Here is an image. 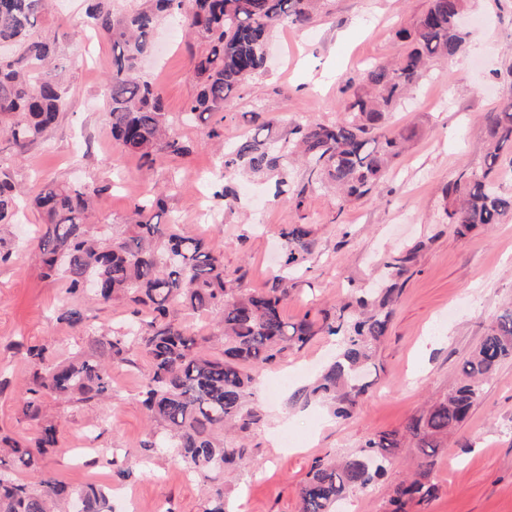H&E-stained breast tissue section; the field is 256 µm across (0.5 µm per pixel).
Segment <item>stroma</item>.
<instances>
[{
    "label": "stroma",
    "mask_w": 512,
    "mask_h": 512,
    "mask_svg": "<svg viewBox=\"0 0 512 512\" xmlns=\"http://www.w3.org/2000/svg\"><path fill=\"white\" fill-rule=\"evenodd\" d=\"M427 0H327L305 29L286 24L272 31L268 67L231 96L224 109V142L248 134L256 107L273 113L275 137H287L297 123L341 118L343 78L372 63L393 61L404 50L395 32L424 11ZM84 0H54L42 26L56 38L57 55L69 85L58 124L12 162L11 173L27 196L45 182L100 187L99 223L122 226L134 204L156 187L166 210L181 228L205 238L238 273L241 288L261 291L282 261L283 225L302 223L314 248L303 270L289 281L282 315L288 322L317 318L342 301L349 288H367L384 273L385 256L397 247L425 241L396 307L370 387L352 417L339 420L318 401L292 402L311 385L337 348L335 337L314 336L291 347L274 363L255 368L253 406L259 419L228 434V445L245 446L243 460L224 480L228 512H299V488L313 462L355 451L366 437L403 429L424 402L446 392L460 377L463 361L479 344L493 314L512 305V216L490 227L457 236L443 221V186L465 169L478 170L485 155V117L512 97V0H472L465 19L464 52L434 64L412 100L392 118L393 129L413 126L416 137L397 159L394 171L366 200L337 213L333 195L309 192L302 210L274 197V181L252 175L251 194L234 211L209 199L201 218L196 189L212 190L224 179L215 147L199 124L178 126L191 152L163 159L144 171L137 156L112 138L102 89L112 68V46L95 32L75 33ZM159 51L142 65L145 78L159 83L167 112L184 111L195 82L184 31L165 21L156 35ZM41 225L25 211L14 226L16 254L0 265V432L30 437L19 419L21 387L29 366L12 342L50 344L60 356L89 349L58 319L67 298L59 283L44 277L34 253ZM143 353L112 368V396L99 404L48 400L47 414L59 424V442L40 469L74 487L111 485L114 512L135 499L140 512H202L207 489L187 477L171 456L142 458L149 424L139 402L148 375ZM90 448H110L112 462L92 465ZM416 454L403 447L394 464L366 492L350 493L347 512H387L395 484L407 475ZM119 469L131 478L117 481ZM438 491L408 512H512V361L497 369L466 420L449 434L434 471Z\"/></svg>",
    "instance_id": "1"
}]
</instances>
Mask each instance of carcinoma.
Here are the masks:
<instances>
[{
	"label": "carcinoma",
	"mask_w": 512,
	"mask_h": 512,
	"mask_svg": "<svg viewBox=\"0 0 512 512\" xmlns=\"http://www.w3.org/2000/svg\"><path fill=\"white\" fill-rule=\"evenodd\" d=\"M469 0H427L426 9L408 28L396 31L407 49L392 64H371L345 81L344 118L293 127L288 139L270 138L273 121L253 112L256 132L224 151V174L235 172L275 177L276 195L288 194L297 211L305 204L307 186L336 190V215L376 192L389 167L415 136L412 128L388 130L391 112L438 59L459 55L466 43L459 26ZM321 0H135L128 8H112V0H88L84 25L112 43V71L103 89L112 138L136 154L147 167L164 157H180L190 149L169 120L160 86L139 77L142 59L154 48L153 35L167 18L186 28V50L195 77V92L185 112L196 122L224 111L230 95L244 89L265 65L272 28L287 23L305 28L313 22ZM48 0H0V226L15 223L19 190L9 163L43 139L66 105L63 66L53 58L54 42L41 34ZM489 143L484 167L463 172L443 188L446 223L463 236L479 226L498 224L512 214V193L498 182L512 176V97L500 111L486 116ZM306 163L307 184L290 192L288 172ZM101 189L55 181L45 183L32 201L43 228L36 238L44 276L60 281L75 299L98 304L121 301L129 309L130 327L89 332L86 316L75 306L61 309L59 320L90 337L88 354L53 360L46 344H15L31 366L22 388L23 419L34 430L30 438L0 434L7 448L0 457V512H58L57 505L78 504V512H112L110 493L89 485L74 488L49 471L28 485L13 477L17 470L36 469L38 457L56 447L57 424L43 412L46 397L88 404L112 393V365L130 361L136 349L149 360L142 405L152 429L142 448L172 454L190 473L214 482L224 465L243 458L245 449L228 448L217 437L226 427L246 430L257 422L247 408L253 376L249 367L271 363L289 347H303L322 332L341 337V349L318 381L297 391L293 399L308 404L329 400L338 419L350 417L369 384L356 376L372 360L386 336L403 286L425 247L419 241L386 259L388 279L381 288L356 289L352 300L322 312L321 322L303 317L286 322L281 314L288 298V276L272 277L262 292L233 287L224 259L200 237L183 232L176 221L161 223L164 203L156 191L136 203L120 233H107L92 222L94 198ZM284 267L296 271L313 249L306 224L281 229ZM218 312L220 319L203 335L186 320ZM220 347L213 356L204 348ZM512 360V306L494 316L479 345L464 361L458 383L427 403L401 431L381 432L364 440L359 450L339 460L318 459L300 491V512H337L348 494L369 488L392 465L404 439L419 456L411 478L395 486L391 512H407L410 502L430 500L436 490L433 473L448 432L467 418L484 384L501 363Z\"/></svg>",
	"instance_id": "cac0c4a2"
}]
</instances>
